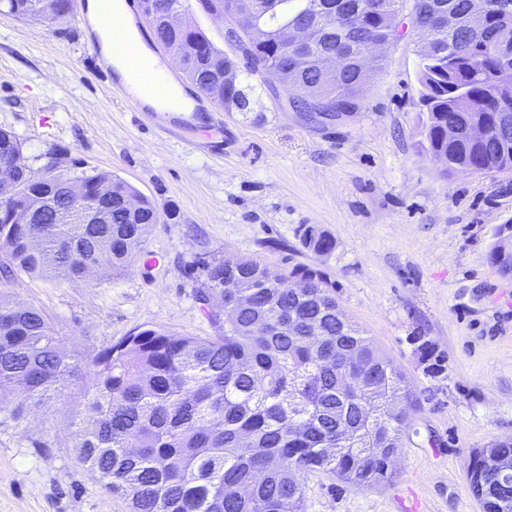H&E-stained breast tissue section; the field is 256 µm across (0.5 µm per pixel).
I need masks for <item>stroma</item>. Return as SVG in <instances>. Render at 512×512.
Instances as JSON below:
<instances>
[{
	"mask_svg": "<svg viewBox=\"0 0 512 512\" xmlns=\"http://www.w3.org/2000/svg\"><path fill=\"white\" fill-rule=\"evenodd\" d=\"M87 0L37 23L0 6V127L42 170L53 151L77 172H108L151 198L162 218L145 249L156 266L66 281L21 276L5 290L44 309L67 351H91L152 328L206 338L215 329L196 291L203 262L307 265L334 286L340 310L403 374L413 406L392 477L371 487L326 474L305 480L306 512H480L467 478L472 449L512 437V171L449 172L425 148L420 38L413 0H398L400 36L365 81L359 112L314 124L282 108L284 87L238 61L250 107L203 103L201 124L158 132L113 92ZM331 236L308 248L304 226ZM433 339L446 371L427 375L409 338ZM82 380L16 420L0 404V512H128L80 462L72 422Z\"/></svg>",
	"mask_w": 512,
	"mask_h": 512,
	"instance_id": "stroma-1",
	"label": "stroma"
}]
</instances>
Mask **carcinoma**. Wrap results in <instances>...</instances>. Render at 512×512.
<instances>
[{
    "mask_svg": "<svg viewBox=\"0 0 512 512\" xmlns=\"http://www.w3.org/2000/svg\"><path fill=\"white\" fill-rule=\"evenodd\" d=\"M8 12L25 19L57 21L73 0H4ZM319 0H252L255 26L265 31L259 55L282 73L297 94V108L317 97L359 110L362 84L352 45L396 37L385 16L365 18L350 29L336 11L319 16L307 53L285 56L278 25L295 20ZM442 4L460 16L469 0H417L416 16ZM158 43L183 57V74L218 107L243 112L244 90L224 88L215 61L224 57L190 22L171 31L151 22ZM496 18L480 34L439 32L419 54L420 103L427 149L451 171L494 165L512 169V108L493 96L497 60L484 50L486 35L498 36ZM344 52L336 79L320 84L313 59ZM460 134L448 140V119ZM480 120L494 129L473 143L465 128ZM23 150L12 130L0 128V165ZM18 189L0 205V282L19 275L81 280L108 259L112 271L131 267L161 216L155 203L122 179L105 172L78 176L92 192L112 188V223H56L52 209L36 211L33 224L9 223V210L37 205L54 191L50 183L16 172ZM138 201L129 215L123 200ZM316 253L334 241L313 226L303 232ZM199 300L217 330L209 338L174 336L143 329L94 352L68 354L64 338L42 308L0 295V402L14 401V418L41 408L66 376L91 377L83 390L84 417L74 422L80 461L104 488L125 498L129 512H304L305 475L327 473L354 486L387 480L402 448L410 394L401 371L337 308L332 285L309 266L288 272L257 260L224 257L203 264ZM295 279L299 287L282 284ZM294 322V332L288 323ZM319 336L311 339V332ZM409 341L426 373L446 369L447 357L427 336ZM374 392L380 403H368ZM470 455L467 476L483 484V512L512 502V485L497 487L492 473Z\"/></svg>",
    "mask_w": 512,
    "mask_h": 512,
    "instance_id": "1",
    "label": "carcinoma"
}]
</instances>
